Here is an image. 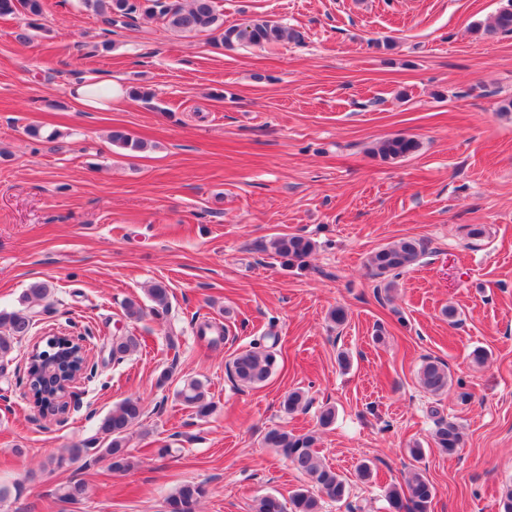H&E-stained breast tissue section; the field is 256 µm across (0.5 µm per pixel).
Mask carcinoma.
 <instances>
[{
  "label": "carcinoma",
  "instance_id": "obj_1",
  "mask_svg": "<svg viewBox=\"0 0 512 512\" xmlns=\"http://www.w3.org/2000/svg\"><path fill=\"white\" fill-rule=\"evenodd\" d=\"M107 27L124 28L129 20L140 14L159 20L174 32L217 35V40L227 50L238 46L264 47L286 40H300V34L276 22L253 19L244 23L225 24L220 13L218 0H189L185 5L181 0H83ZM43 0H0V16L22 17L25 26L35 27L43 15ZM488 33L512 34V0L495 16ZM112 143L130 153L145 149L144 142L130 134L114 130ZM419 142L403 135L387 138L371 149V152L384 161H394L416 153ZM316 242L305 235H283L270 240L272 254L282 260L286 267L302 268L306 259L316 250ZM425 253L422 241L404 238L389 243L368 258L372 275L385 282L386 291H391L394 278L400 271L416 264ZM50 288L45 282H34L21 298V307L10 311L0 310V359L6 358L24 337L31 335L35 321L26 306L30 299H42L49 295ZM152 305L148 308L129 299L123 311L127 319L139 321L145 312L155 317H163L169 312V290L162 282H156L148 289ZM57 347L50 351L53 364L46 369L42 364V352L46 347L34 350L26 362V374L33 404L42 415H54L66 408L62 402L65 383L74 373L83 368L84 358L80 349L65 346V338L56 337ZM277 341L255 346L236 353L228 363L231 377L242 386H255L266 382L278 364ZM140 346L134 335L122 336L112 342V359L121 361ZM420 386L429 394L441 395L448 392L452 384L448 366L437 360L423 362L417 373ZM181 404L198 418L212 413L213 402L208 398L206 384L199 379L185 382L177 392ZM310 404L305 391L294 389L282 401L284 411H302ZM144 414L142 401L138 397H126L114 406L97 423L94 437L66 449V454L51 459L55 467L90 455H101L111 460L112 471L127 472L134 466L128 452L129 431ZM437 448L447 454L455 453L462 443L459 426L451 421H440L433 434ZM263 444L272 448L289 461L294 470L303 475L310 486H302L293 491L288 502L277 495L267 493L257 499L255 512H322L323 498L341 501L349 497L350 485L334 468L320 459L315 449L316 437L312 433H295L282 426L268 428L263 435ZM86 485L71 480L57 488V498L62 502L75 503L85 497ZM206 495L200 483H185L179 486L166 500L168 512H197L199 503ZM436 488L420 472L413 473L405 485H391L385 492L388 512H430Z\"/></svg>",
  "mask_w": 512,
  "mask_h": 512
}]
</instances>
